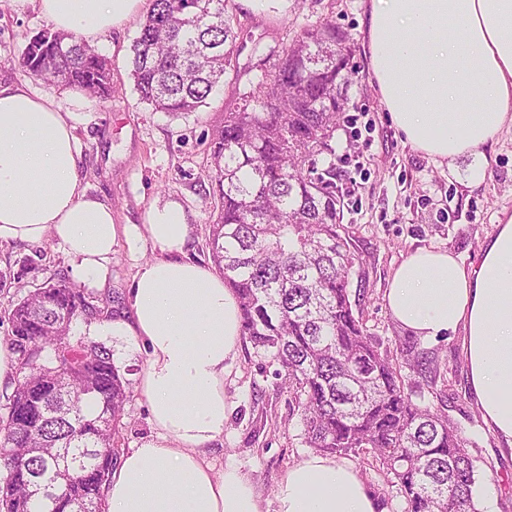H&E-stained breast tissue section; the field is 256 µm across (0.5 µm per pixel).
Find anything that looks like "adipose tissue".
Here are the masks:
<instances>
[{
  "instance_id": "obj_1",
  "label": "adipose tissue",
  "mask_w": 512,
  "mask_h": 512,
  "mask_svg": "<svg viewBox=\"0 0 512 512\" xmlns=\"http://www.w3.org/2000/svg\"><path fill=\"white\" fill-rule=\"evenodd\" d=\"M143 0H12L55 28L92 40ZM364 46L381 102L416 150L476 159L512 129V0H369ZM78 141L54 97L0 85V242L56 240L81 275L103 278L119 237L157 250L127 290L112 331L146 350L139 373L156 436L112 471L108 512H263L235 468L216 473L207 446L224 433V363L241 336L236 293L209 268L179 260L190 232L181 205L152 203L141 225L79 188ZM392 317L424 339L463 333L468 380L484 423L512 449V213L476 260L420 248L385 292ZM276 512H379L355 468L312 454L276 490Z\"/></svg>"
}]
</instances>
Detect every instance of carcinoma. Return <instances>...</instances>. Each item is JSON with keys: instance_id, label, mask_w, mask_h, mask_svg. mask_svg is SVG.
Segmentation results:
<instances>
[{"instance_id": "obj_1", "label": "carcinoma", "mask_w": 512, "mask_h": 512, "mask_svg": "<svg viewBox=\"0 0 512 512\" xmlns=\"http://www.w3.org/2000/svg\"><path fill=\"white\" fill-rule=\"evenodd\" d=\"M228 2L151 0L132 45L141 102L169 113L206 105L235 51ZM352 55L336 25L308 28L282 50L276 79L224 113L208 146L220 201L211 256L239 299L242 335L293 390L307 447L370 455L404 512H477L473 460L455 427L401 374L405 364L432 389L438 360L414 336L397 358L380 350L350 299L359 258L339 232L334 144ZM21 64L52 84L112 94L110 62L73 34L37 32ZM112 302L103 311L59 276L12 305L8 344L23 380L0 416V512H106L130 382L112 349L73 325L120 316Z\"/></svg>"}]
</instances>
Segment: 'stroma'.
<instances>
[{
  "mask_svg": "<svg viewBox=\"0 0 512 512\" xmlns=\"http://www.w3.org/2000/svg\"><path fill=\"white\" fill-rule=\"evenodd\" d=\"M367 6L368 0H230L239 30L223 83L198 111L168 113L142 103L130 75L131 46L150 8L148 0L121 27L96 40V50L112 64V96L107 100L50 84L23 68L20 57L28 39L49 22L34 9L19 12L9 0H0V83L52 94L70 112L79 139L81 188L111 204L115 223H143L157 200L180 203L190 226L184 257L208 267V226L219 210L207 157L214 127L239 106L241 93L271 80L282 50L297 35L316 23H335L355 45L344 120L336 133L342 224L359 257L351 282L359 291L357 308L368 334L381 349L392 351L406 330L388 312L384 294L404 257L433 247L474 260L481 241L494 232L500 211L512 212V132L504 131L488 151L489 165L477 185L471 182V158L442 164L406 143L368 67L362 35ZM154 256L151 247L134 248L118 239L107 280L101 283L79 275L56 240L0 244V343L10 334L11 305L51 277L65 276L104 307L113 294H126L139 267ZM74 332L111 347L117 365L137 380L146 360L138 342L113 334L100 320L78 322ZM462 343L459 333L425 341L443 377L436 389L427 388L411 371L403 376L426 405L446 413L457 428L475 466V503L490 496L499 512H512V450L482 421ZM275 369L263 351L241 341L235 358L225 363L224 394L231 410L223 436L211 443L209 452L216 471L235 467L249 477L264 512H275L278 483L310 453L302 441L295 396L275 378ZM121 425L117 446L122 452L154 437L139 390H132ZM348 460L386 512H404L402 497L371 456L352 454Z\"/></svg>",
  "mask_w": 512,
  "mask_h": 512,
  "instance_id": "1",
  "label": "stroma"
}]
</instances>
